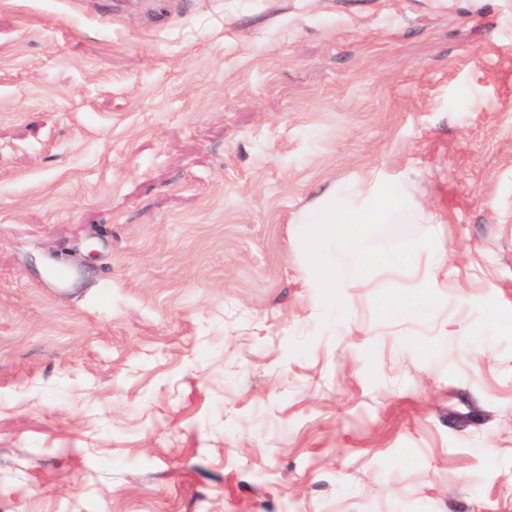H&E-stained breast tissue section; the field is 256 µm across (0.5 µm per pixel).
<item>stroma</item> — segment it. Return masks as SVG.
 Masks as SVG:
<instances>
[{
  "label": "stroma",
  "mask_w": 512,
  "mask_h": 512,
  "mask_svg": "<svg viewBox=\"0 0 512 512\" xmlns=\"http://www.w3.org/2000/svg\"><path fill=\"white\" fill-rule=\"evenodd\" d=\"M372 173L427 313L305 286ZM0 512H512V0H0Z\"/></svg>",
  "instance_id": "35a3bbf8"
}]
</instances>
